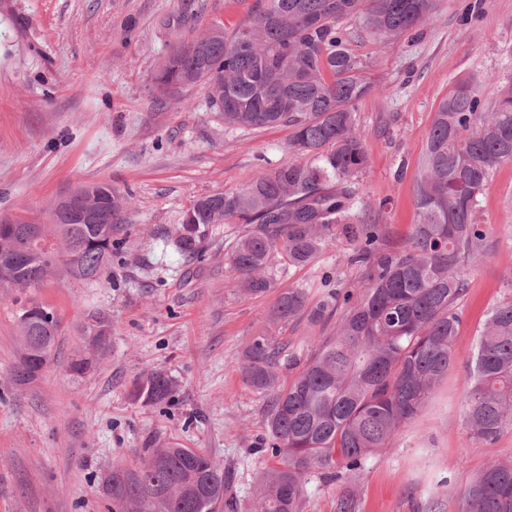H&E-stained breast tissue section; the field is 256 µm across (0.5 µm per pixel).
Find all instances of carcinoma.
<instances>
[{
	"instance_id": "cac0c4a2",
	"label": "carcinoma",
	"mask_w": 512,
	"mask_h": 512,
	"mask_svg": "<svg viewBox=\"0 0 512 512\" xmlns=\"http://www.w3.org/2000/svg\"><path fill=\"white\" fill-rule=\"evenodd\" d=\"M442 0H258L232 31L216 23L177 45L155 85L173 97L210 84L212 108L224 126L292 129L294 158L234 193L194 201L184 212L175 243L194 255L215 224L242 230L225 254L227 272L247 294L279 287L273 260L312 261L326 237L351 246L347 262L365 268L362 291L338 289L308 306L303 288L280 291L272 322L308 313L311 323L336 318L334 332L305 361L289 385L280 383L282 350L263 336L242 351L243 379L265 402V427L279 466L257 479L249 512H302L305 478L312 469L359 474L366 461L387 452L402 426L427 408L455 361L465 296L462 270L491 247L477 220L479 197L498 166L512 163V88L493 104L474 81L458 83L443 98L420 158L415 190L417 224L394 248L384 247L383 224H348L368 166L358 133L357 104L374 92L373 61L352 51L342 26L383 43L430 23ZM97 192L99 222L84 224L62 211L43 225L44 244L32 249L0 235V285L34 288L59 270L92 280L111 261L112 231L129 199L107 183ZM20 356L12 376L28 385L48 363L59 328L54 309L32 303L19 309ZM462 419L477 445L495 443L512 429V301L494 307L471 359ZM172 380L150 371L135 383V400H164ZM135 468H112L105 495L112 512H222L229 479L224 467L192 448L149 442ZM461 512H512V463H495L460 493Z\"/></svg>"
}]
</instances>
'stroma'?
<instances>
[{"instance_id":"stroma-1","label":"stroma","mask_w":512,"mask_h":512,"mask_svg":"<svg viewBox=\"0 0 512 512\" xmlns=\"http://www.w3.org/2000/svg\"><path fill=\"white\" fill-rule=\"evenodd\" d=\"M255 0H0V221L46 220L57 200L107 182L130 198L112 234L120 244L95 282L61 273L37 288H0V512H112L102 481L112 466L140 463L149 439L211 456L232 475L228 495L248 506L259 471L276 465L264 401L244 381L240 354L264 336L299 359L333 332L306 317L268 321L278 293L249 295L227 276L234 225L210 227L195 258L174 245L184 212L199 197L240 191L290 160L286 127H225L197 85L158 97L155 76L180 41L212 24L233 29ZM478 5L481 21L460 25ZM371 57L379 88L358 106L369 154L353 223L386 225L401 243L417 222L419 159L434 113L461 80L475 76L494 101L512 87V0H444L432 22L383 45L351 43ZM477 215L493 249L466 269L454 367L427 409L401 430L392 450L359 476L308 475L302 512H337L355 494L356 512H460L471 477L512 461V429L478 446L460 417L470 356L490 310L512 301V163L499 166ZM332 236L303 266L276 257L282 287L310 302L357 288L363 270ZM53 308L59 329L39 379L12 382L19 308ZM104 316V344L84 331ZM92 367L74 375L72 360ZM157 370L174 382L157 404L133 400L134 382Z\"/></svg>"}]
</instances>
